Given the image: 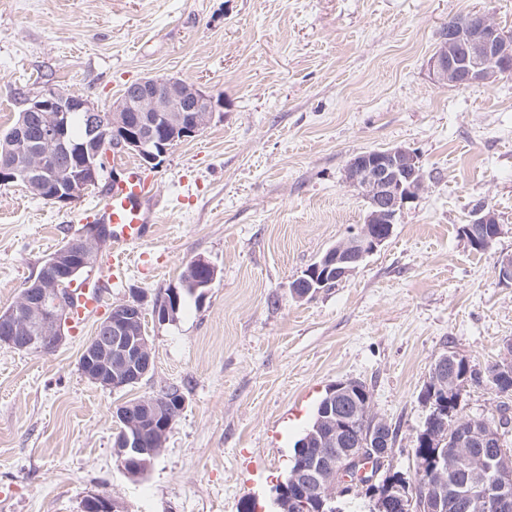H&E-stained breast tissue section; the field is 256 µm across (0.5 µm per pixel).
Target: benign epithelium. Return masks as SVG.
Here are the masks:
<instances>
[{"label":"benign epithelium","mask_w":512,"mask_h":512,"mask_svg":"<svg viewBox=\"0 0 512 512\" xmlns=\"http://www.w3.org/2000/svg\"><path fill=\"white\" fill-rule=\"evenodd\" d=\"M433 80L440 85L459 87L492 83L512 75V32L500 27L487 14L473 12L462 20L444 27L429 59ZM222 100L198 84L179 78L144 77L128 85L112 102L109 123H99V108L92 100L76 93H41L25 102L23 111L37 112L39 143L44 148L62 145L75 160V166L64 175L56 168L44 170L54 185L52 201L59 204L76 202L89 183L100 173L104 153L131 152L139 155L144 165L157 168L164 163L169 150L177 143L197 136L208 126ZM87 113L86 135L82 142L66 141L69 113ZM348 182L361 190L366 201L364 224L358 232L330 247L306 275L322 273V278L337 282L353 273L364 258L384 244L391 236L393 224L404 205L423 187L424 178L418 156L404 146H393L363 152L347 167ZM473 224H497L495 213L484 207L473 211L470 224L462 229L470 234ZM109 228L85 224L78 237L44 259V269L53 275L38 278L25 285L20 302L9 311L0 312V346L18 351L52 353L66 340L65 325L69 323V289L63 282L74 278L85 268L96 265L101 247L108 242ZM194 267L202 271L207 289L217 277L216 267L204 258H197ZM179 305V291L170 290V297L157 305L154 315L160 321L170 319ZM143 313L140 301L113 306L101 320L94 334L85 343L78 360L81 374L106 390H120L141 382L150 374L153 358L149 340L128 335L129 319ZM430 394H448V356H440L433 364V385ZM132 412L122 404L115 411L127 431L116 440L117 448H140L141 424L148 422L167 434L172 421L184 405V397L171 403L155 398L138 401ZM502 426L482 424L477 418L470 429L438 431L433 445L453 439L460 446L474 445L481 449L474 465L491 475L487 484L474 488L455 479L435 493L423 492L414 498L399 482L375 486L379 473L386 466L392 449L381 445L379 435L358 441L356 448H344L335 456H319L310 466L293 474L291 483L296 494L288 499L293 512H305L307 491H318L325 504L354 492H365L374 500L376 512L396 507L403 512H445L448 501L458 503L469 512H512V460L502 448ZM353 435L346 417L337 413L329 418L328 437L334 441ZM378 470L371 472L372 464ZM84 512H116L117 505L101 494L85 498Z\"/></svg>","instance_id":"obj_1"}]
</instances>
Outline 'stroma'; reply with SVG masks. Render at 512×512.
Instances as JSON below:
<instances>
[{"label": "stroma", "mask_w": 512, "mask_h": 512, "mask_svg": "<svg viewBox=\"0 0 512 512\" xmlns=\"http://www.w3.org/2000/svg\"><path fill=\"white\" fill-rule=\"evenodd\" d=\"M471 12L512 30V0H0L2 130L48 89L106 111L164 75L224 99L149 170L163 212L97 314L51 354L0 346V512H80L91 492L126 512H277L296 441L347 379L370 387L396 429L390 468L413 478L434 362L452 351L482 370L512 343V282L498 274L512 255V77L450 87L427 67L448 21ZM392 146L417 152L423 189L351 275L293 297L289 283L364 222L349 161ZM105 189L62 205L0 186V309ZM481 204L502 233L476 251L462 227ZM200 257L216 281L158 321L154 304ZM138 298L154 369L102 389L80 353ZM164 383L185 406L136 479L117 465L113 413Z\"/></svg>", "instance_id": "stroma-1"}]
</instances>
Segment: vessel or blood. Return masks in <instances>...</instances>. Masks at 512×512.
I'll use <instances>...</instances> for the list:
<instances>
[{
  "label": "vessel or blood",
  "instance_id": "obj_1",
  "mask_svg": "<svg viewBox=\"0 0 512 512\" xmlns=\"http://www.w3.org/2000/svg\"><path fill=\"white\" fill-rule=\"evenodd\" d=\"M125 171L124 180L109 184L103 203L94 209V223L112 227V248L102 274L77 290L71 320L78 324L92 315L105 289L124 271L132 249L149 241L156 222L159 201L150 178L131 163L126 164Z\"/></svg>",
  "mask_w": 512,
  "mask_h": 512
}]
</instances>
